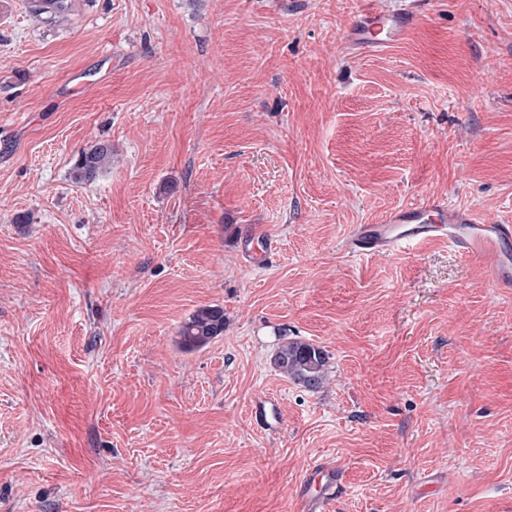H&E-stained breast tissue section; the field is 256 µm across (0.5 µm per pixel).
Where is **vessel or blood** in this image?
<instances>
[{
    "label": "vessel or blood",
    "mask_w": 512,
    "mask_h": 512,
    "mask_svg": "<svg viewBox=\"0 0 512 512\" xmlns=\"http://www.w3.org/2000/svg\"><path fill=\"white\" fill-rule=\"evenodd\" d=\"M418 20V14L409 6L391 13L368 9L356 20L347 42L355 48H387L401 41ZM436 241L446 242L455 252L483 262L494 287L512 288V225L481 223L472 210L438 198L394 209L381 223L359 225L350 247L359 257L393 256L404 248ZM251 414L263 429L273 430L279 424L274 400L256 401ZM341 478L335 464L315 463L307 480L319 495L307 499L301 512H318L322 502L335 493Z\"/></svg>",
    "instance_id": "obj_1"
}]
</instances>
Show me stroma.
I'll return each mask as SVG.
<instances>
[{"instance_id": "obj_1", "label": "stroma", "mask_w": 512, "mask_h": 512, "mask_svg": "<svg viewBox=\"0 0 512 512\" xmlns=\"http://www.w3.org/2000/svg\"><path fill=\"white\" fill-rule=\"evenodd\" d=\"M73 3L0 0V512H298L320 460L325 512H512V291L346 247L429 197L512 224V0H425L382 51L346 36L402 0ZM73 0H32L30 1L31 13L36 18L48 15L50 20L58 22L66 18V14L72 7ZM112 161V146L99 143L87 151H82L73 169V177L78 182L93 180L98 172ZM224 333V309L220 306L198 308L179 330L180 343L192 351L206 346ZM328 356L319 346L302 341H286L276 351L275 368L289 379L308 388L323 383ZM251 415L264 430H274L279 424L277 406L272 399H262L253 403ZM342 475L335 463L329 462H316L310 469L306 481L305 487L301 492V502L304 503L300 508L302 512H318L321 508V504L329 499L331 495L336 492V488L341 481ZM308 482L315 484L316 489L319 492L318 498L308 497Z\"/></svg>"}]
</instances>
